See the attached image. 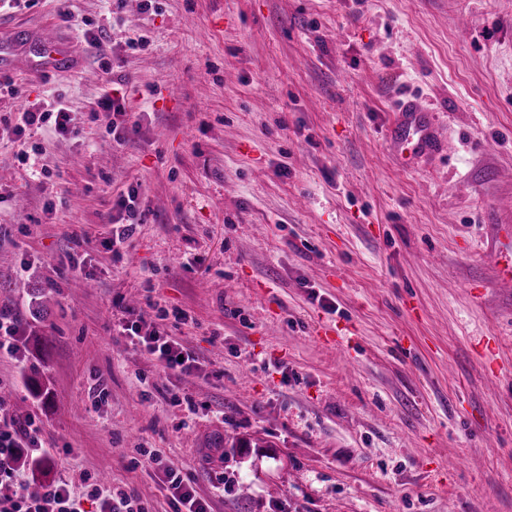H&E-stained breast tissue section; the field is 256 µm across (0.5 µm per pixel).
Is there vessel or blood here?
<instances>
[{
    "label": "vessel or blood",
    "mask_w": 512,
    "mask_h": 512,
    "mask_svg": "<svg viewBox=\"0 0 512 512\" xmlns=\"http://www.w3.org/2000/svg\"><path fill=\"white\" fill-rule=\"evenodd\" d=\"M390 139L406 162L417 155L434 152L439 148L431 115L412 98L399 101ZM489 254L498 280L504 284L512 283V242H495L491 245Z\"/></svg>",
    "instance_id": "obj_1"
}]
</instances>
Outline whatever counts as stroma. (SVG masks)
Instances as JSON below:
<instances>
[{
  "instance_id": "35a3bbf8",
  "label": "stroma",
  "mask_w": 512,
  "mask_h": 512,
  "mask_svg": "<svg viewBox=\"0 0 512 512\" xmlns=\"http://www.w3.org/2000/svg\"><path fill=\"white\" fill-rule=\"evenodd\" d=\"M48 30L66 65H35ZM2 39L0 128L61 95L81 133L30 127L25 165L0 139V308L25 351L0 390L85 512L88 474L172 512L146 449L210 512H512V285L485 252L512 216V0H35L0 10ZM116 74L121 141L95 109ZM406 95L451 154L399 166ZM132 185L142 222L113 251ZM120 305L197 370L129 346Z\"/></svg>"
}]
</instances>
